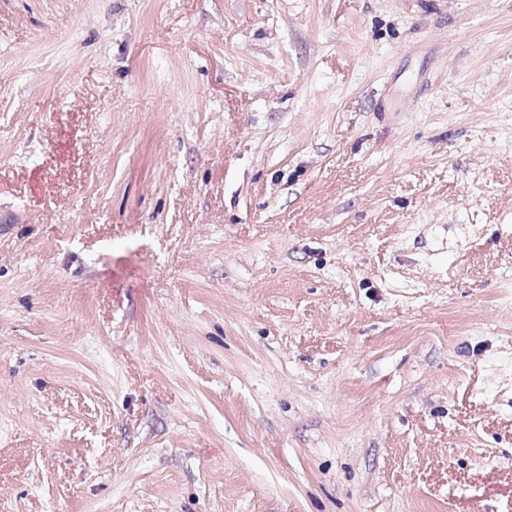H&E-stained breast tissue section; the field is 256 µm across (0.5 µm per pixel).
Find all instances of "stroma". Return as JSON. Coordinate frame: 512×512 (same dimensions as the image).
I'll return each instance as SVG.
<instances>
[{
	"mask_svg": "<svg viewBox=\"0 0 512 512\" xmlns=\"http://www.w3.org/2000/svg\"><path fill=\"white\" fill-rule=\"evenodd\" d=\"M0 512H512V0H0Z\"/></svg>",
	"mask_w": 512,
	"mask_h": 512,
	"instance_id": "obj_1",
	"label": "stroma"
}]
</instances>
